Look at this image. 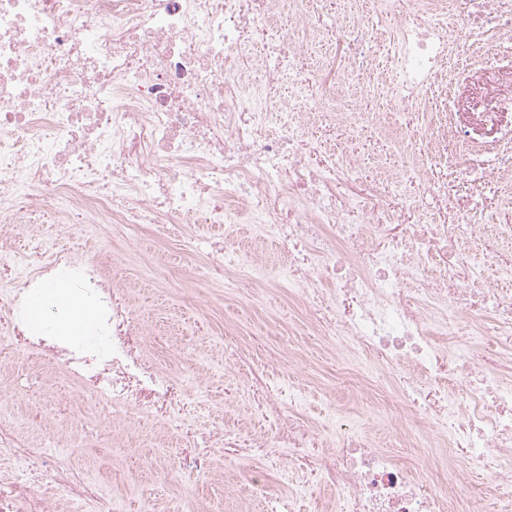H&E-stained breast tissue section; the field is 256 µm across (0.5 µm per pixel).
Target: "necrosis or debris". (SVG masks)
Masks as SVG:
<instances>
[{
	"mask_svg": "<svg viewBox=\"0 0 512 512\" xmlns=\"http://www.w3.org/2000/svg\"><path fill=\"white\" fill-rule=\"evenodd\" d=\"M379 4L388 29L362 32L338 16L335 41L389 42L388 65L334 62L327 79L303 70L276 25L285 16L298 30L316 28V0H0V347L48 357L94 404L170 423L192 445L184 385L145 354L127 287L63 243L64 228L108 224L123 242L145 229L182 238L185 262L261 309L280 282L247 275L234 242L237 225H254L256 241L284 257L292 301L309 312L288 334L335 341L361 377L386 372L401 446L426 466L447 456L448 474L417 473L366 432L329 440L297 399L269 384L257 396L269 429L214 431L211 444L257 455L290 449L334 491L336 512H471L463 471L512 482V382L503 377L512 353L474 349L512 333V295L477 270L463 215L451 226L432 215L402 223L421 200L396 197L384 182L337 197V176L356 175L357 162L311 153L304 122L280 108L276 87L288 83L316 110L359 73L397 111L433 112L431 89L452 88L473 34L512 37V0H475L452 18L439 0ZM478 103L454 105L430 134L407 124L399 170L424 173L421 145L438 152L453 140L456 168L487 156L497 181L512 184V95L499 75ZM187 224H220L224 235L186 236ZM62 272L77 305L95 313L96 344L56 326L39 333L27 317ZM462 333L469 344L449 346ZM0 459V512L76 503L115 512L111 492L74 457L25 443L5 409Z\"/></svg>",
	"mask_w": 512,
	"mask_h": 512,
	"instance_id": "4bbe7bcc",
	"label": "necrosis or debris"
}]
</instances>
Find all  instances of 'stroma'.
<instances>
[{
	"mask_svg": "<svg viewBox=\"0 0 512 512\" xmlns=\"http://www.w3.org/2000/svg\"><path fill=\"white\" fill-rule=\"evenodd\" d=\"M344 103L357 113L356 127L330 126L314 112L304 121L314 151L338 143L361 161L355 181L338 186L340 192L351 193L388 178L399 150L400 129L412 116L393 112L386 98L371 93L352 95ZM453 156L450 149L427 154L431 177L465 207L469 224L480 230V254L497 259V266L487 269L489 281L512 290V277L506 274L512 265V239L497 232L498 227L512 226V194L483 168L471 175L453 171L449 166ZM114 277L139 280V297L148 304L145 321L164 323L162 335L147 336L145 351L183 380L203 421L199 456L209 462V469L184 468L171 425L148 423L131 414H88L77 386L58 382L49 366L30 361L15 364L0 357V400L10 403L23 437L41 446L73 443L72 453L90 477L111 488L119 512H139L147 496L174 502L180 512H208L217 502L223 512H264L246 488L248 475L256 472L265 474L271 491L294 494L296 512H332L331 492L311 485L307 472L293 467L289 459L210 447L212 429L263 424L250 407L249 379L227 365L224 330L233 328L245 356L280 386H304L306 406L317 420L330 418L389 435L393 425L383 393L361 389L343 360L331 358L323 343L311 336L301 342L300 365L288 363L291 341L276 333L277 325L288 317L283 289L271 294L265 312H256L245 301L225 294L220 284L196 281L193 272L183 267L177 244L159 246L147 232L130 248L127 264ZM23 389L34 393L37 403L21 399Z\"/></svg>",
	"mask_w": 512,
	"mask_h": 512,
	"instance_id": "35a3bbf8",
	"label": "stroma"
}]
</instances>
